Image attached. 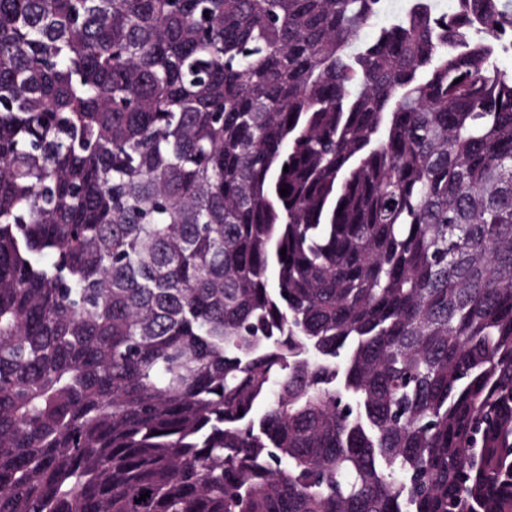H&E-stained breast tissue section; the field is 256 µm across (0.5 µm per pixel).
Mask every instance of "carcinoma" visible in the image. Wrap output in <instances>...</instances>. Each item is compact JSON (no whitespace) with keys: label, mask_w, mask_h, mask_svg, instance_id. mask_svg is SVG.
Wrapping results in <instances>:
<instances>
[{"label":"carcinoma","mask_w":512,"mask_h":512,"mask_svg":"<svg viewBox=\"0 0 512 512\" xmlns=\"http://www.w3.org/2000/svg\"><path fill=\"white\" fill-rule=\"evenodd\" d=\"M455 2L0 0V512H512V0Z\"/></svg>","instance_id":"1"}]
</instances>
